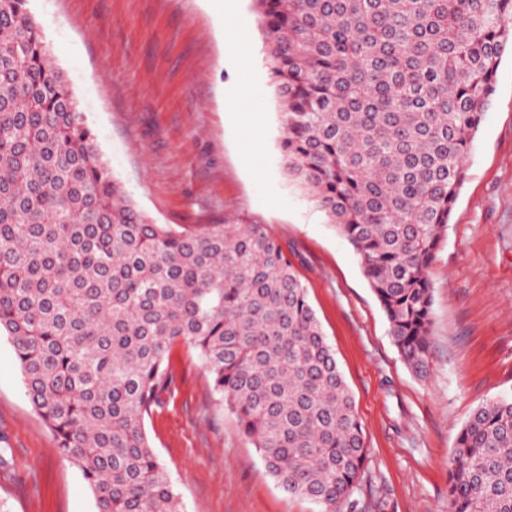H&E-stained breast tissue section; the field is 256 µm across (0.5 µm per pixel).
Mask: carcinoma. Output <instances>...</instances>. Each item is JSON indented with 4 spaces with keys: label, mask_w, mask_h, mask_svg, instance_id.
<instances>
[{
    "label": "carcinoma",
    "mask_w": 512,
    "mask_h": 512,
    "mask_svg": "<svg viewBox=\"0 0 512 512\" xmlns=\"http://www.w3.org/2000/svg\"><path fill=\"white\" fill-rule=\"evenodd\" d=\"M28 0H0V336L97 512H184L146 419L183 344L270 475L338 512L364 473L355 403L265 224L179 231L122 189ZM288 176L360 255L405 364L427 373L429 268L512 44V0H253ZM450 512H512V400L475 409Z\"/></svg>",
    "instance_id": "cac0c4a2"
}]
</instances>
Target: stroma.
<instances>
[{"mask_svg": "<svg viewBox=\"0 0 512 512\" xmlns=\"http://www.w3.org/2000/svg\"><path fill=\"white\" fill-rule=\"evenodd\" d=\"M98 147L158 224H264L280 240L354 395L368 448L341 512H448V460L471 413L512 399V52L474 136L430 269L433 331L417 376L389 336L359 255L289 177L268 50L252 0H236L253 62L236 58L216 0H29ZM146 422L185 512H319L282 490L196 355ZM0 504L96 512L81 472L30 405L0 337Z\"/></svg>", "mask_w": 512, "mask_h": 512, "instance_id": "obj_1", "label": "stroma"}]
</instances>
